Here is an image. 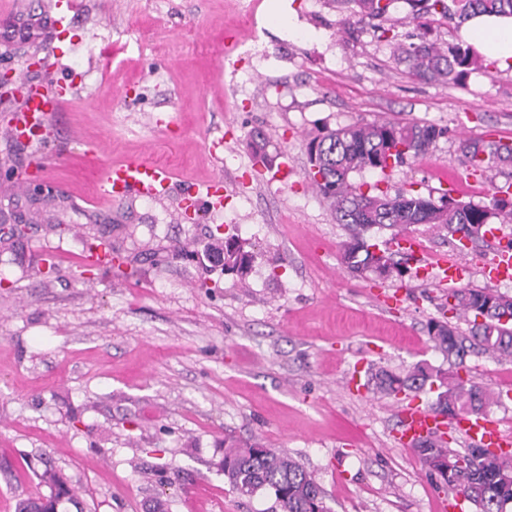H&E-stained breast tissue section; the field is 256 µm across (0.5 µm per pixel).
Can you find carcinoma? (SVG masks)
<instances>
[{
  "label": "carcinoma",
  "instance_id": "1",
  "mask_svg": "<svg viewBox=\"0 0 512 512\" xmlns=\"http://www.w3.org/2000/svg\"><path fill=\"white\" fill-rule=\"evenodd\" d=\"M354 11L379 21L380 37L393 45L395 60L407 66L408 74L421 82L452 84L463 87L478 67L471 47L459 43L431 41L426 35L419 41L406 43L398 39L395 23L389 16L393 0H348ZM410 7L409 19L424 32L436 18L463 22L476 15L512 17V0H405ZM446 129L433 124L381 120L353 123L328 129L313 137L307 145L310 167L322 179L310 178V185L331 207L336 221L348 231L341 243L342 263L360 276L372 275L382 280L400 279L405 269L394 260L395 253L385 248L380 255L371 252L365 233L373 228L388 229L392 237L421 224L429 229H452L465 224H490L493 220H512V184H490L488 202L448 197L445 208L432 205L430 198L414 190L390 195L378 185L363 189L352 180V174L370 170L385 171L408 159L428 154L431 146L445 136ZM460 150L470 175L512 164V143L466 138ZM224 255V270L244 274L252 255L242 243L219 239L204 248L203 257ZM448 297L454 304L448 310L463 317L471 325L465 335L449 322L431 321L427 334L435 347L451 360L454 369L448 373L416 363L400 373L380 369L370 374L368 384L387 397L419 393L437 387L431 408L450 418L487 409L498 403L477 384H465L461 371L465 358L474 350L512 357V297L491 288H453ZM422 466L438 475L444 485L464 496L476 512H509L512 506V456L489 449L474 459L469 452L453 453L448 442L440 438L419 440L412 445ZM224 477L240 497L251 498L268 492L274 496L270 512H330L326 493L316 475L297 459L277 448H269L259 439L241 441L224 436ZM41 483L51 479L54 492L21 497L15 512H53L58 499L81 505L79 491L72 487L60 471L44 470Z\"/></svg>",
  "mask_w": 512,
  "mask_h": 512
}]
</instances>
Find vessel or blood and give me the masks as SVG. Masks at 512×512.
<instances>
[{"mask_svg":"<svg viewBox=\"0 0 512 512\" xmlns=\"http://www.w3.org/2000/svg\"><path fill=\"white\" fill-rule=\"evenodd\" d=\"M65 93L49 94L43 85L29 86L18 101L15 117L7 129L12 138H22L33 124L48 127L53 116L67 104ZM174 171L151 159L143 158L115 164L101 161L97 196L100 200L114 203L125 195L134 193L154 199L169 194L176 183ZM490 284L512 280V250L498 249L483 268ZM398 429L396 439L408 446L415 440L443 437L448 428H455L467 441L482 448L508 450L512 448V434L506 433L499 421L488 415L459 416L448 418L420 405L408 402L397 409Z\"/></svg>","mask_w":512,"mask_h":512,"instance_id":"b4317fda","label":"vessel or blood"}]
</instances>
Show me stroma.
I'll list each match as a JSON object with an SVG mask.
<instances>
[{"label":"stroma","instance_id":"1","mask_svg":"<svg viewBox=\"0 0 512 512\" xmlns=\"http://www.w3.org/2000/svg\"><path fill=\"white\" fill-rule=\"evenodd\" d=\"M50 2L9 0L11 22L46 21L28 41L0 25V70L76 90L45 133L53 160L39 180L56 190L44 198L14 185L33 148L2 136L13 107L0 101V228L30 227L16 247L0 243V459L13 468L0 472V512L40 491L48 466L89 512H267L269 497L240 499L224 477L228 433L299 460L332 512H438L451 489L395 443L396 401L365 383L380 367L447 369L426 329L449 317L446 288L429 273L398 284L342 265L346 232L309 185L307 144L360 121L433 124L447 134L427 155L357 182L483 201L489 184L512 183V165L470 176L459 145L512 140V71L483 56L466 88L413 80L345 0H82L63 30L48 22ZM245 9L256 29L239 27ZM46 41L68 53L67 69L46 71ZM168 114L175 124L156 126ZM256 129L276 158L262 172ZM93 146L169 166L180 187L87 204ZM218 173L224 209L212 212L192 185ZM58 223L73 232H53ZM100 230L112 233L108 275L82 262ZM220 234L254 252L245 280L182 249ZM413 236L424 263L461 259L466 286H485L488 239L462 248L422 225ZM48 258L45 280L36 270ZM465 367L512 428V360L474 352Z\"/></svg>","mask_w":512,"mask_h":512}]
</instances>
